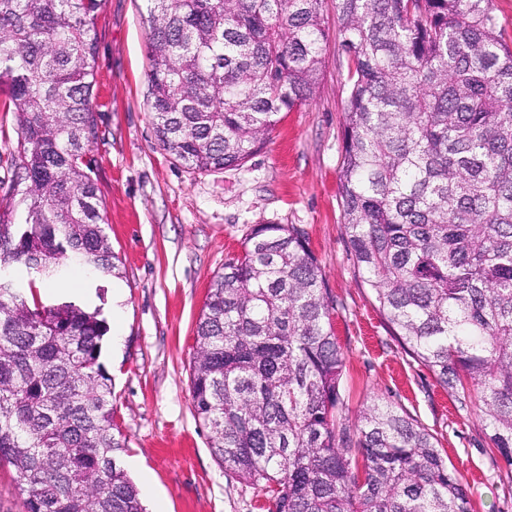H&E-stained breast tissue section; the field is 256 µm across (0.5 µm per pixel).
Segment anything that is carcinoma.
Returning a JSON list of instances; mask_svg holds the SVG:
<instances>
[{
    "label": "carcinoma",
    "mask_w": 512,
    "mask_h": 512,
    "mask_svg": "<svg viewBox=\"0 0 512 512\" xmlns=\"http://www.w3.org/2000/svg\"><path fill=\"white\" fill-rule=\"evenodd\" d=\"M105 0H0V93L18 175L0 271L56 281L116 265L88 146ZM149 106L163 149L237 167L312 99L324 0H147ZM346 56L339 196L357 268L406 354L477 399L512 466V47L492 0H334ZM21 219H15V215ZM336 304L294 226L258 224L196 323L194 414L272 512H471L437 439L373 404L339 424ZM101 310L0 279V465L25 512H145L117 466Z\"/></svg>",
    "instance_id": "obj_1"
}]
</instances>
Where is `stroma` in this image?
Wrapping results in <instances>:
<instances>
[{
    "label": "stroma",
    "mask_w": 512,
    "mask_h": 512,
    "mask_svg": "<svg viewBox=\"0 0 512 512\" xmlns=\"http://www.w3.org/2000/svg\"><path fill=\"white\" fill-rule=\"evenodd\" d=\"M146 0H106L98 22L93 110L98 136L88 153L119 273L102 284L73 270L63 286L83 305L112 316V289L126 300L124 338L104 337L101 362L112 379L118 462L137 457L167 512H268L258 489L225 471L212 454L191 401L194 329L210 282L238 256L259 224L301 230L337 305L335 335L345 355L343 425L366 406L402 409L438 439L469 488L472 512H512L505 462L488 447L486 422L462 406L425 366L405 354L352 257L338 194L347 88L333 0L312 100L284 113L265 147L242 166L197 171L159 144L149 110ZM18 130L0 111V202L16 174Z\"/></svg>",
    "instance_id": "1"
}]
</instances>
